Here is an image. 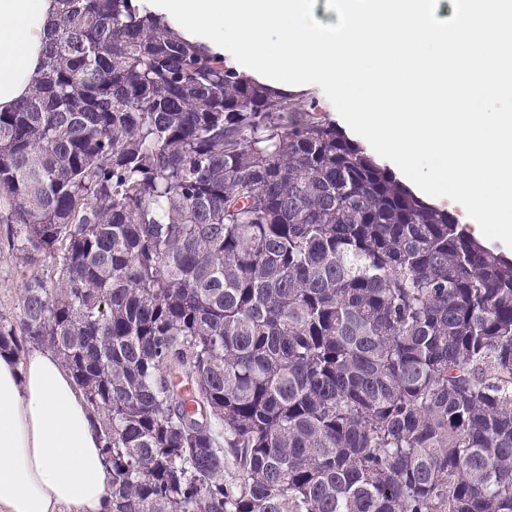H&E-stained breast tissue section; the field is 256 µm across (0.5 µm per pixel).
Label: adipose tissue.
I'll return each mask as SVG.
<instances>
[{
  "label": "adipose tissue",
  "mask_w": 512,
  "mask_h": 512,
  "mask_svg": "<svg viewBox=\"0 0 512 512\" xmlns=\"http://www.w3.org/2000/svg\"><path fill=\"white\" fill-rule=\"evenodd\" d=\"M59 0H0V112L31 92ZM112 491L95 419L58 357L0 356V512H103Z\"/></svg>",
  "instance_id": "adipose-tissue-1"
}]
</instances>
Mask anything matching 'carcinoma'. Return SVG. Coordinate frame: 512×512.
Listing matches in <instances>:
<instances>
[{"label": "carcinoma", "instance_id": "1", "mask_svg": "<svg viewBox=\"0 0 512 512\" xmlns=\"http://www.w3.org/2000/svg\"><path fill=\"white\" fill-rule=\"evenodd\" d=\"M60 2L0 112V355L70 371L112 512H512V258L162 18ZM24 288L23 276L5 245H0V317L13 319L19 315V303Z\"/></svg>", "mask_w": 512, "mask_h": 512}]
</instances>
